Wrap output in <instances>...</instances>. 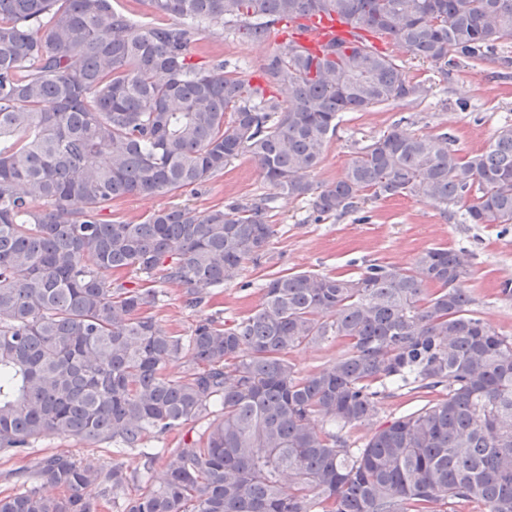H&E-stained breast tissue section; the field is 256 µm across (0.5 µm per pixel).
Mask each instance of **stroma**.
Here are the masks:
<instances>
[{
	"mask_svg": "<svg viewBox=\"0 0 512 512\" xmlns=\"http://www.w3.org/2000/svg\"><path fill=\"white\" fill-rule=\"evenodd\" d=\"M275 48V42H253L232 33L205 43L209 55L237 66L241 78L251 82L257 78L258 61ZM405 66L410 78L431 86L429 97L345 113L325 147L323 161L313 175L315 183L329 185L339 180L357 147L398 122L412 133L449 134L456 147L472 152L484 147L504 121L512 120V41L505 42L495 57L476 65L459 63L445 75L423 60L410 58ZM272 191L256 164L244 155L202 187L174 196H130L117 201L113 211L136 222L164 207L186 205L204 211ZM463 213L457 207L447 214L415 197L402 196L370 198L354 211L318 222L306 202L280 195L269 214L276 234L258 261L247 263L236 280L211 289L205 303L195 308L186 306L184 288L162 286L151 312L167 329L187 336L200 320L215 317L230 324L246 315L258 303L262 285L276 274L357 275L372 263L411 265L422 250L441 246L470 255L472 274L464 288L476 298L475 309L487 325L512 336V299L499 293L501 283L512 280V224H470ZM58 452L70 453L94 469L112 465L111 446L45 436L33 444L30 453H0V494L22 489L36 459Z\"/></svg>",
	"mask_w": 512,
	"mask_h": 512,
	"instance_id": "35a3bbf8",
	"label": "stroma"
}]
</instances>
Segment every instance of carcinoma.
<instances>
[{"instance_id":"1","label":"carcinoma","mask_w":512,"mask_h":512,"mask_svg":"<svg viewBox=\"0 0 512 512\" xmlns=\"http://www.w3.org/2000/svg\"><path fill=\"white\" fill-rule=\"evenodd\" d=\"M142 2L170 22L139 23L112 0H0V451L50 433L120 453L187 429L162 478L160 453L143 452L123 512H512V336L458 287L472 274L464 252L432 247L356 277L280 275L248 315L203 319L185 338L147 314L155 284L197 307L237 279L275 235L274 197L104 218L128 196L201 187L247 154L274 188L310 199L316 221L369 192L512 224L511 123L466 155L446 133L396 124L315 186L343 113L432 90L366 36L320 55L278 44L261 71L283 100L222 60H194L216 27L264 42L334 13L446 75L512 39V0ZM124 270L143 278H112ZM330 338L344 344L332 365L301 374L290 354ZM185 349L193 367L174 377ZM406 386L425 403L379 421L390 388ZM363 424L375 431L354 448L348 431ZM30 478L0 512H96L86 489L108 500L130 483L116 458L95 470L66 453L40 457Z\"/></svg>"}]
</instances>
